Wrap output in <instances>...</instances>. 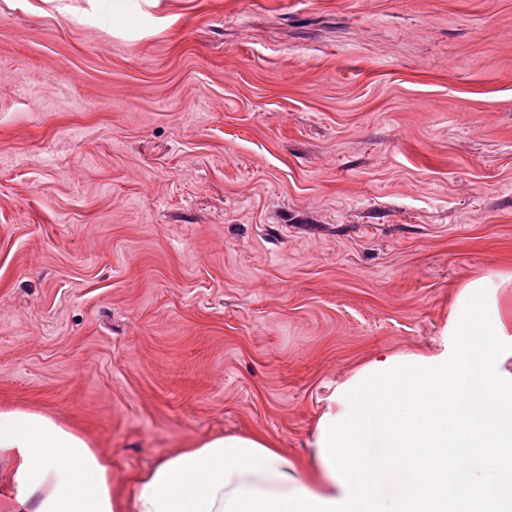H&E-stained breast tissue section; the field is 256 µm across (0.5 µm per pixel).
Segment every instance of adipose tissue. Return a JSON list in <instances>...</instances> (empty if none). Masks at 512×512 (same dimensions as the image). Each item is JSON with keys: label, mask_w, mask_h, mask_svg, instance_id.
<instances>
[{"label": "adipose tissue", "mask_w": 512, "mask_h": 512, "mask_svg": "<svg viewBox=\"0 0 512 512\" xmlns=\"http://www.w3.org/2000/svg\"><path fill=\"white\" fill-rule=\"evenodd\" d=\"M0 457L9 459L16 489L9 512H223L241 487L345 497L327 466L319 478L304 477L260 434L198 439L139 473L126 494L112 484L111 458L84 434L36 411L0 407Z\"/></svg>", "instance_id": "obj_1"}]
</instances>
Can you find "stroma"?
I'll use <instances>...</instances> for the list:
<instances>
[{
	"instance_id": "35a3bbf8",
	"label": "stroma",
	"mask_w": 512,
	"mask_h": 512,
	"mask_svg": "<svg viewBox=\"0 0 512 512\" xmlns=\"http://www.w3.org/2000/svg\"><path fill=\"white\" fill-rule=\"evenodd\" d=\"M511 276L512 0H0V405L124 491L207 435L309 467Z\"/></svg>"
}]
</instances>
